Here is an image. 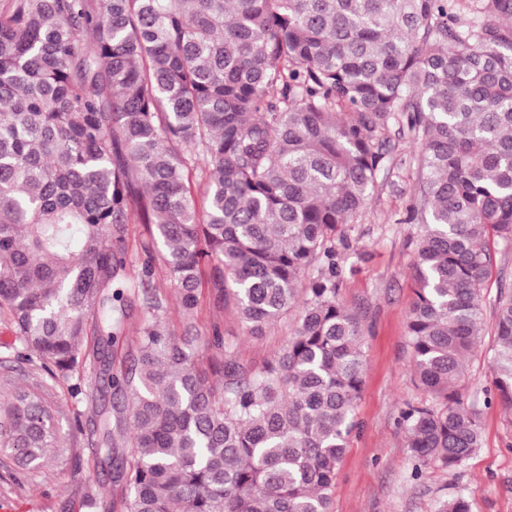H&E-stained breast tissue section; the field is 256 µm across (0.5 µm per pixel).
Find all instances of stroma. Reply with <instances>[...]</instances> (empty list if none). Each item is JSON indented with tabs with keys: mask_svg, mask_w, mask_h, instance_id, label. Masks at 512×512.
Listing matches in <instances>:
<instances>
[{
	"mask_svg": "<svg viewBox=\"0 0 512 512\" xmlns=\"http://www.w3.org/2000/svg\"><path fill=\"white\" fill-rule=\"evenodd\" d=\"M408 140L394 141L367 210L341 227L336 252L343 272L339 296L364 319L363 385L357 427L336 472L330 512H435L440 499L466 496L472 512H512V412L490 399L494 314L501 288L512 287V248L492 244V267L480 296L482 323L465 361L459 391L481 411L482 441L467 465L449 471L430 464L414 471L407 434L399 424L407 406L430 403L414 381L407 326L414 300L412 266L420 225L405 223L417 200V171ZM290 309L261 336L249 335L233 308H218L201 294L192 316L170 302L166 319L175 331L193 323L199 332L224 330V345L244 365L258 366L287 341L297 319ZM46 398L59 409L57 451L40 473L18 466L0 449V512H85V494L112 499L117 488L104 463L73 420V402L62 382Z\"/></svg>",
	"mask_w": 512,
	"mask_h": 512,
	"instance_id": "stroma-1",
	"label": "stroma"
}]
</instances>
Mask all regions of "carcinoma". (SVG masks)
Here are the masks:
<instances>
[{"label": "carcinoma", "instance_id": "carcinoma-1", "mask_svg": "<svg viewBox=\"0 0 512 512\" xmlns=\"http://www.w3.org/2000/svg\"><path fill=\"white\" fill-rule=\"evenodd\" d=\"M391 132L415 148L408 345L432 398L403 411L407 448L417 469L457 470L481 446L458 382L491 243L512 246V0H0V308L16 330L0 362L66 383L75 418L92 410L123 512H329L364 371L333 240ZM158 265L187 315L206 288L252 335L296 304L298 326L241 365L218 325L170 330ZM135 301L148 318L127 336ZM492 384L511 411L512 290ZM0 447L31 469L55 447L52 407L7 379Z\"/></svg>", "mask_w": 512, "mask_h": 512}]
</instances>
